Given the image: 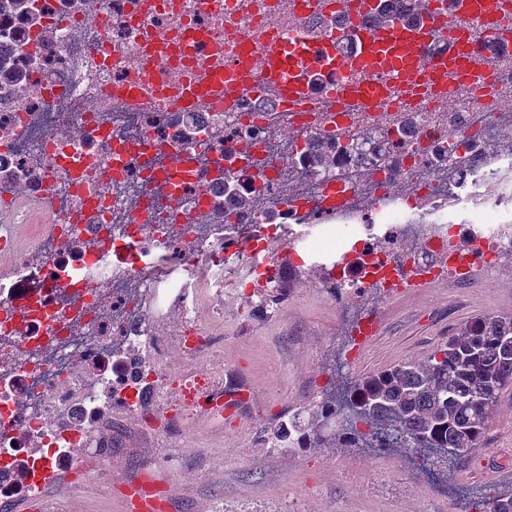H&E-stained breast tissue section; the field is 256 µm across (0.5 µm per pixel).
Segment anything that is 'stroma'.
I'll list each match as a JSON object with an SVG mask.
<instances>
[{
  "mask_svg": "<svg viewBox=\"0 0 512 512\" xmlns=\"http://www.w3.org/2000/svg\"><path fill=\"white\" fill-rule=\"evenodd\" d=\"M282 277L285 288L271 311L255 309L232 288L214 303L224 319V364L247 381L251 421L226 414L223 433L207 435L203 448L177 433L157 446L140 435L100 432L96 444L112 451V494L102 496L100 480L92 479L87 512H122L130 488L154 469L166 481L162 512H467L488 486L512 490V474L484 473L486 462L512 460V388L501 393L481 447L463 458L445 492L428 491L425 470L407 466L401 449L380 460L363 448L270 450L274 426L320 401L324 371L351 337L319 268H286ZM360 303L379 330L346 366L355 380L426 358L473 316L512 315V258L468 283L388 298L367 288Z\"/></svg>",
  "mask_w": 512,
  "mask_h": 512,
  "instance_id": "obj_1",
  "label": "stroma"
}]
</instances>
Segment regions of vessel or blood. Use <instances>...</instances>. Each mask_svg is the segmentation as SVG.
I'll return each mask as SVG.
<instances>
[{"instance_id": "b4317fda", "label": "vessel or blood", "mask_w": 512, "mask_h": 512, "mask_svg": "<svg viewBox=\"0 0 512 512\" xmlns=\"http://www.w3.org/2000/svg\"><path fill=\"white\" fill-rule=\"evenodd\" d=\"M503 0H467L465 9L443 16L439 0H424L418 22L400 15L381 27L368 26L364 17L371 0H295L296 20L287 34L270 41L258 51L260 65L239 73L230 66L224 72L202 74L196 81L195 95L223 89L226 99L242 93H269L282 109L313 107L314 96L305 84L312 73L320 74L335 112L350 107L379 109L386 103L414 98L428 91L449 98L450 86H479L494 62L512 60V26L487 24L499 15ZM346 12L349 25L342 31L313 32L305 18L316 12ZM355 46L353 56H342L343 42ZM234 249L252 254L257 265L270 274H279L290 260L293 242H278L276 247L254 250L251 239L235 238ZM457 278L468 279L483 270L476 252L452 259ZM82 457L72 454L71 468L56 474L52 462L40 465V477H29L30 486H58L69 497L73 512H80L79 498L71 485L82 471ZM40 494L16 497L0 505V512H41Z\"/></svg>"}]
</instances>
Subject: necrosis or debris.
I'll return each mask as SVG.
<instances>
[{
    "instance_id": "1",
    "label": "necrosis or debris",
    "mask_w": 512,
    "mask_h": 512,
    "mask_svg": "<svg viewBox=\"0 0 512 512\" xmlns=\"http://www.w3.org/2000/svg\"><path fill=\"white\" fill-rule=\"evenodd\" d=\"M289 21L288 0H223L212 11L196 0H30L23 13L0 0V59L35 89L0 83V212L14 216L12 239L0 244L1 458L80 448L84 475L106 478L108 454L88 441L102 419L162 444L200 413L187 381L212 398L241 390L223 363L201 368L192 344L202 337L205 350L223 352L210 299L225 273L245 289L255 278L225 251V224L292 207L293 224L308 230L300 257L337 267L329 287L351 319L362 314L365 276L385 289L420 269L443 283L453 250L477 248L490 269L512 252V140L499 137L512 111L477 105L472 91L459 90L448 113L430 96L404 112H349L340 125L327 112H289L296 136L286 141L267 137L271 113L259 95L228 102L214 91L171 110L198 74L237 59L241 38L263 44ZM392 130L399 149L386 161L344 158L293 178L307 146L369 133L380 142ZM147 137L154 150L138 151ZM256 140L257 152H238ZM187 144L172 180L171 153ZM238 169L266 173L244 186L250 208L206 223L225 210V177ZM332 182L346 191L343 205L314 208ZM45 188L51 207H31ZM166 194L179 203L178 222L157 205ZM104 241L136 245L138 272L100 255ZM37 280L55 282L49 298L27 296ZM168 344L184 355L173 376L163 371Z\"/></svg>"
}]
</instances>
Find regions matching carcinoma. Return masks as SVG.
<instances>
[{
    "mask_svg": "<svg viewBox=\"0 0 512 512\" xmlns=\"http://www.w3.org/2000/svg\"><path fill=\"white\" fill-rule=\"evenodd\" d=\"M512 387V316L482 314L461 325L423 360H408L355 383L354 407L365 431L388 428L412 448L451 449L463 457L481 446L500 393ZM321 402L279 427L268 444L347 448L354 441ZM475 512H512V493H489Z\"/></svg>",
    "mask_w": 512,
    "mask_h": 512,
    "instance_id": "carcinoma-1",
    "label": "carcinoma"
}]
</instances>
